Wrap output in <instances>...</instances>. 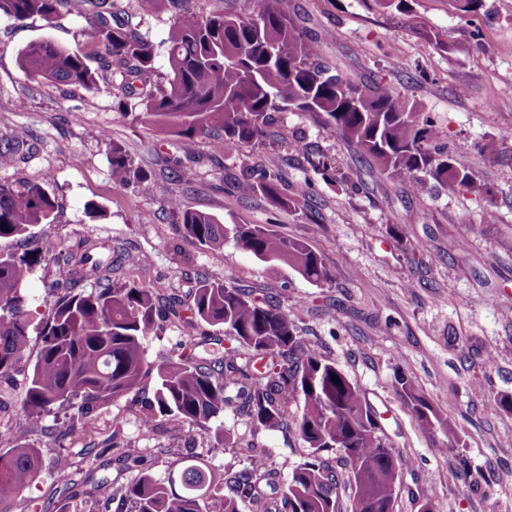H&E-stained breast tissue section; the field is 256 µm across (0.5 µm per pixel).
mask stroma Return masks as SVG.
<instances>
[{
	"mask_svg": "<svg viewBox=\"0 0 512 512\" xmlns=\"http://www.w3.org/2000/svg\"><path fill=\"white\" fill-rule=\"evenodd\" d=\"M400 14L376 0H281L334 71L357 82L382 83L431 113L449 150L473 162L478 182L492 197L435 188L415 198L405 184L388 180L372 161L355 155L312 117L276 113L266 137L239 154L218 151L219 134L197 143L186 158L177 138L118 109L120 75L97 89L53 85L22 70L19 57L31 43L50 40L98 64L87 13L63 7L53 22L0 17V142L15 131L32 138L14 166L0 168V183L42 184L55 197V221L34 227L28 244L56 250L88 237L148 257L147 269L124 268L117 284L143 282L166 294L188 295L202 280L221 281L297 309L307 343L358 385L381 416L382 432L401 464L394 512H512V413L490 411L497 395L512 394V105L490 101L512 87V0H482L462 14L455 0H409ZM121 21L137 28L155 48L164 70L163 43L172 24L167 0H115ZM108 131L134 166L150 171L152 190L115 187L106 148ZM303 138L313 155L338 160L343 179L316 181L299 209L272 210L247 183L228 179L247 164L276 172L283 185L303 181L309 165L289 147ZM498 140L508 155L497 163L479 155V144ZM192 164L186 184L173 169ZM182 207L217 215L225 223L268 224L321 254L335 279L316 286L286 266L269 267L232 244L208 248L186 240L170 198ZM413 382L441 418L457 429V452L440 453L441 432L422 427L398 378ZM157 387L155 375L96 413L91 436H73L65 447L51 430L64 415L46 416L27 434L42 451L39 478L12 512H104L97 485H125L130 474L114 460L113 443L147 451L155 477L175 457L194 454L220 471H239L251 449H266L281 481L308 453L293 424L255 427L237 410L225 409L206 430L158 423L146 429L144 402ZM223 440H216V427ZM98 457H88L84 448ZM68 455L69 480L56 459ZM470 461L457 469L458 455Z\"/></svg>",
	"mask_w": 512,
	"mask_h": 512,
	"instance_id": "35a3bbf8",
	"label": "stroma"
}]
</instances>
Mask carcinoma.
I'll list each match as a JSON object with an SVG mask.
<instances>
[{
	"label": "carcinoma",
	"instance_id": "cac0c4a2",
	"mask_svg": "<svg viewBox=\"0 0 512 512\" xmlns=\"http://www.w3.org/2000/svg\"><path fill=\"white\" fill-rule=\"evenodd\" d=\"M174 18L165 44L166 70L155 89L144 86L155 75L153 46L128 25L112 26L114 0H0V16L15 20L39 17L50 23L59 8L87 10L97 25L92 37L102 46L100 69L79 54L52 41L30 44L20 55L21 68L53 84L92 89L110 73L122 76L120 91L141 99L142 119L178 137L186 154L199 139L224 132L221 149L239 152L263 138L276 112H306L339 136L355 153L369 158L389 179L409 184L423 195L430 182L450 189L486 194L474 178L471 162L439 144L435 118L413 103L376 84L353 82L320 55L317 40L299 28L279 0H243L240 12L202 16L189 0H170ZM121 188L131 182L152 187L150 176L133 165L110 136L99 133ZM27 143L19 130L0 147V167H11ZM325 181L336 179V160L310 162ZM251 188L274 208L292 211L310 195L306 178L293 191L265 167L244 171ZM183 237L202 246L234 244L270 266L286 265L308 282L327 284L333 275L325 258L306 242L288 239L267 224H226L213 214L184 209L173 199ZM56 204L47 190L28 181L0 183V240L28 235L55 220ZM52 261L59 277L51 284L53 300L40 332V345L24 378L20 399L12 401L15 375L31 357V299L25 278ZM112 246L77 238L50 254L38 246L0 252V512L16 502L41 471L40 449L26 439L31 423L57 406L73 410L71 425L56 431L54 443L95 426L98 407L137 388L154 373L158 386L143 408V425L155 422L203 429L233 407L254 424L280 427L292 403L299 404L295 429L310 452L293 468L286 487L265 454L234 473L211 468L198 456L174 459L165 478L151 472L141 448H118L116 461L131 473L120 488L101 481L106 500L120 497L130 512H341L338 488L352 493V512H393L400 485L392 449L378 436V413L359 387L335 364L307 347L294 312L268 297L255 296L222 281L204 280L183 301L162 295L143 283L112 286V274L123 267ZM91 290H86V286ZM175 317L189 352L151 362L145 342ZM224 331L235 345L217 338L199 340L202 325ZM336 374L339 381L331 380ZM418 421L438 428L455 450L458 435L440 418L413 384L398 379Z\"/></svg>",
	"mask_w": 512,
	"mask_h": 512
}]
</instances>
